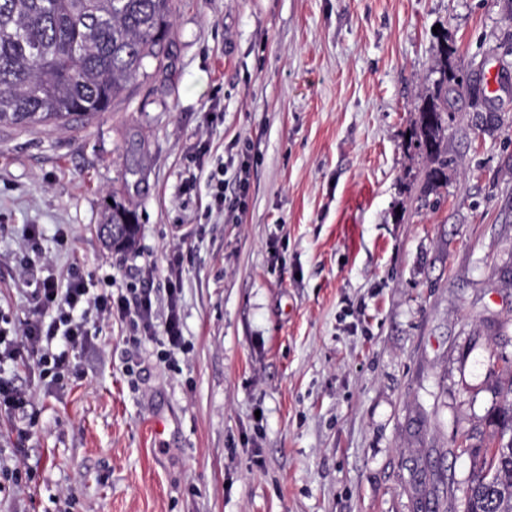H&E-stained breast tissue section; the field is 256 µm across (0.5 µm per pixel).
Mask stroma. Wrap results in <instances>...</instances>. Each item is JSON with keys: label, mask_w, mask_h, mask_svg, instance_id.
Returning a JSON list of instances; mask_svg holds the SVG:
<instances>
[{"label": "stroma", "mask_w": 512, "mask_h": 512, "mask_svg": "<svg viewBox=\"0 0 512 512\" xmlns=\"http://www.w3.org/2000/svg\"><path fill=\"white\" fill-rule=\"evenodd\" d=\"M442 32L496 75L499 122L453 103L458 165L434 205L405 143ZM506 62L512 0H174L163 69L109 112L0 127V310H28V224L57 272L99 282L189 255L184 351L112 318L64 391L21 376L36 425L0 512H465L455 443L492 445L511 378ZM243 163L244 209L217 211L210 172ZM117 192L138 216L128 252L96 232Z\"/></svg>", "instance_id": "1"}]
</instances>
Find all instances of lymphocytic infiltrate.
Segmentation results:
<instances>
[{
  "mask_svg": "<svg viewBox=\"0 0 512 512\" xmlns=\"http://www.w3.org/2000/svg\"><path fill=\"white\" fill-rule=\"evenodd\" d=\"M22 237L15 262L23 275L28 313L17 319L0 311V416L18 422L11 450L16 458L23 455L22 445L31 432L26 424L31 396L19 385L18 372L36 370L47 390H64L80 375L75 353L90 335L89 315L128 319L134 328L133 343L155 338L168 352L185 348L179 308L182 250L173 251L168 261L164 288L169 303L164 323L158 328L154 325L153 268L141 270L134 297L101 292L93 280L76 270L69 273L67 280L59 279L37 225H27Z\"/></svg>",
  "mask_w": 512,
  "mask_h": 512,
  "instance_id": "lymphocytic-infiltrate-1",
  "label": "lymphocytic infiltrate"
}]
</instances>
